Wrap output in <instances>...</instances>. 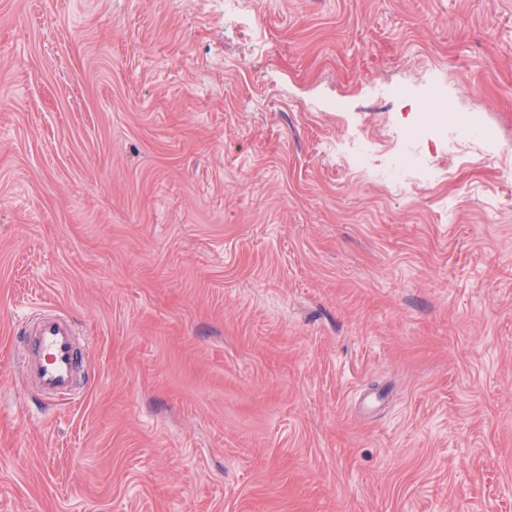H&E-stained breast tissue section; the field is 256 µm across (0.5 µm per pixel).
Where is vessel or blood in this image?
Here are the masks:
<instances>
[{
	"label": "vessel or blood",
	"mask_w": 512,
	"mask_h": 512,
	"mask_svg": "<svg viewBox=\"0 0 512 512\" xmlns=\"http://www.w3.org/2000/svg\"><path fill=\"white\" fill-rule=\"evenodd\" d=\"M76 336L73 323L58 311L27 319L21 359L25 384L52 399L70 393L78 364Z\"/></svg>",
	"instance_id": "obj_1"
}]
</instances>
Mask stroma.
Here are the masks:
<instances>
[{
    "mask_svg": "<svg viewBox=\"0 0 512 512\" xmlns=\"http://www.w3.org/2000/svg\"><path fill=\"white\" fill-rule=\"evenodd\" d=\"M238 10L0 0V512H512V0ZM424 113L433 114L430 122L431 124L444 122L448 126V131L453 135L454 140L460 143H474L470 137L472 129L480 128L482 135L479 143L487 148H494L498 141L496 131L485 125L480 113H460V112H435L428 110ZM21 376L46 397L73 390L78 364V335L73 323L56 310L28 318L24 331Z\"/></svg>",
    "mask_w": 512,
    "mask_h": 512,
    "instance_id": "stroma-1",
    "label": "stroma"
}]
</instances>
